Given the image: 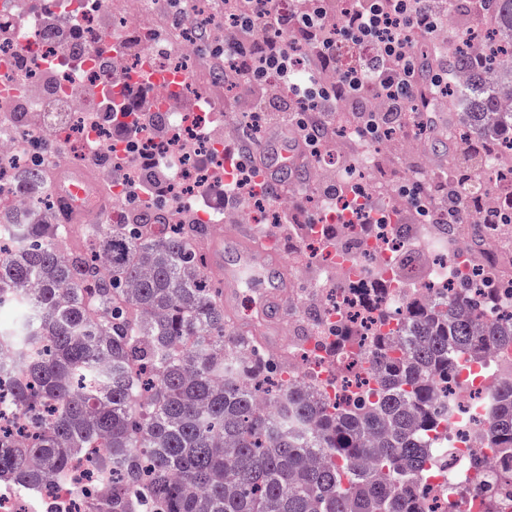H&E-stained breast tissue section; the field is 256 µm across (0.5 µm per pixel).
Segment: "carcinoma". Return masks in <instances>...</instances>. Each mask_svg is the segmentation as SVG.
<instances>
[{
    "mask_svg": "<svg viewBox=\"0 0 512 512\" xmlns=\"http://www.w3.org/2000/svg\"><path fill=\"white\" fill-rule=\"evenodd\" d=\"M496 52L470 57L466 36L448 63L446 92L469 137L512 135V0H486ZM43 187L42 169L17 178ZM0 222L15 244L0 263V378L15 377L22 416L0 430V488L35 493L93 455L114 474L86 512H413L428 476L429 440L445 419L432 382L453 379L488 349L512 347V323L471 315L472 286L410 302L398 354L375 338V386L343 402L288 377L250 336L224 321L221 289L190 238L203 224L156 235L149 224H106L96 253L60 247L62 224L19 209ZM351 334L327 356L354 347ZM488 444L512 456V379L495 397Z\"/></svg>",
    "mask_w": 512,
    "mask_h": 512,
    "instance_id": "1",
    "label": "carcinoma"
}]
</instances>
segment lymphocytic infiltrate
Wrapping results in <instances>:
<instances>
[{"mask_svg":"<svg viewBox=\"0 0 512 512\" xmlns=\"http://www.w3.org/2000/svg\"><path fill=\"white\" fill-rule=\"evenodd\" d=\"M448 24V0H213L196 38L209 47L204 58L221 72L231 58L249 66L245 111L263 112L271 129L291 132L307 152L327 147L333 115L347 113L360 137L380 141L407 122V110L422 90L448 80V55H418L417 37L438 41ZM370 48L358 67L333 70L341 41ZM305 53L308 76L293 68L295 53ZM288 82V93L268 91L271 75ZM442 201L433 206L425 183L412 180L400 195L421 224L455 219L462 198L455 177L441 185Z\"/></svg>","mask_w":512,"mask_h":512,"instance_id":"f902f5d3","label":"lymphocytic infiltrate"}]
</instances>
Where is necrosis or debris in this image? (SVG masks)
Returning <instances> with one entry per match:
<instances>
[{
    "instance_id": "obj_1",
    "label": "necrosis or debris",
    "mask_w": 512,
    "mask_h": 512,
    "mask_svg": "<svg viewBox=\"0 0 512 512\" xmlns=\"http://www.w3.org/2000/svg\"><path fill=\"white\" fill-rule=\"evenodd\" d=\"M156 3L129 0L116 10L112 0H57L56 10L83 57L77 66L58 50L57 32L48 24L43 0H0V19L21 28L15 43H0V108L11 111L9 120H0V173L6 176L0 182L1 199L26 201L34 210L40 207V194L18 198L11 177L32 164L27 148L37 130L27 122V113L44 112L51 119L52 136L73 166H82L93 151L109 157L131 155L120 172L102 168L113 202L108 223H122L129 185L140 181L144 171L160 167L170 172L163 191L142 196V205H153L160 196L173 208L190 205L200 185L212 183L243 194V216L249 223L273 222L278 208L261 195V175L253 170L244 176L226 164L223 139L208 134L223 124L234 131L252 124L251 114L225 122L211 88L185 81V74L199 65L192 50L196 20L188 18L174 31L154 24ZM174 36L181 41L176 56L164 47ZM107 37L112 55L106 59L97 48ZM47 66L53 68L55 80L45 88L40 73ZM105 69L112 74L105 96H73L76 83H98ZM188 98L193 101L189 110L183 107ZM145 112L164 124L167 138L157 139L142 129L140 116ZM118 121L128 128L120 138L114 135ZM347 181L351 192L333 198L314 194L309 185L295 190V197L311 203L318 221L307 225L303 236L287 248L300 260L296 278H303L307 267L317 271L316 281L298 288L288 314V332L298 338L288 347L291 373L314 378L337 401L356 391L367 376L356 352H368L374 336L400 329L412 294L441 298L462 284L496 288L500 298L494 316L512 313V274L506 270L512 253L476 259L464 232L486 213H512L511 185L491 189L481 177L472 176L473 192L454 223L425 225L414 238L404 232L403 205L386 187L376 152L362 151L360 165ZM344 331L356 336V352L328 358L325 344ZM469 368V375L457 377L455 385L456 402L466 407L467 418L449 423L435 441V469L412 491L417 512H483L491 497L497 499L499 512H512V489L500 483L501 454L478 445L484 415L474 410L497 377L512 375V350L477 359ZM72 470L69 481L51 482L37 498L1 493L0 512H45L50 505L57 512H85L76 487H99L103 481L93 473L90 458L76 460Z\"/></svg>"
}]
</instances>
